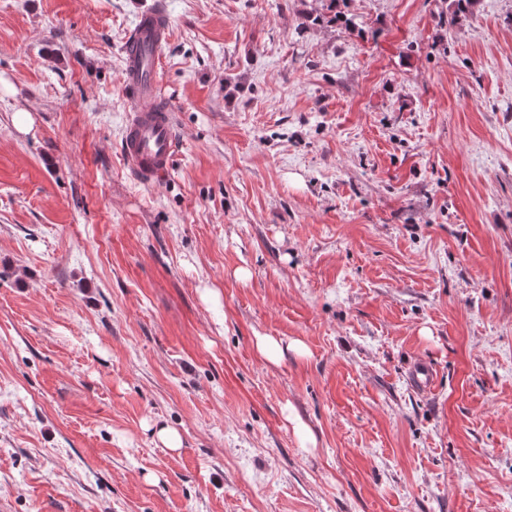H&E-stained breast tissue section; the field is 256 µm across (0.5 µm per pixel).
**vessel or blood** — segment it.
Returning a JSON list of instances; mask_svg holds the SVG:
<instances>
[{
  "mask_svg": "<svg viewBox=\"0 0 512 512\" xmlns=\"http://www.w3.org/2000/svg\"><path fill=\"white\" fill-rule=\"evenodd\" d=\"M170 34L166 13L150 9L140 15L121 49L127 98L121 156L133 179L145 186L168 173L179 143L172 108L158 103V71Z\"/></svg>",
  "mask_w": 512,
  "mask_h": 512,
  "instance_id": "b4317fda",
  "label": "vessel or blood"
}]
</instances>
